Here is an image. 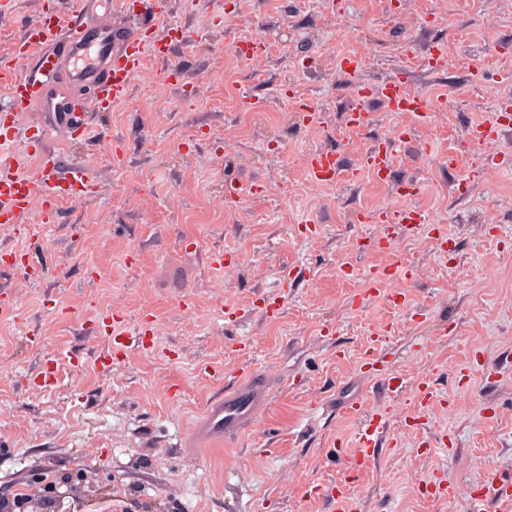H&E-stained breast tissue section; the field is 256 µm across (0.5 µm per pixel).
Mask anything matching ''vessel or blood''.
I'll return each instance as SVG.
<instances>
[{
  "label": "vessel or blood",
  "mask_w": 512,
  "mask_h": 512,
  "mask_svg": "<svg viewBox=\"0 0 512 512\" xmlns=\"http://www.w3.org/2000/svg\"><path fill=\"white\" fill-rule=\"evenodd\" d=\"M156 0H138L130 6L123 0L121 9L126 15L141 18L140 26L128 32H118L108 16L97 14L96 0H78L75 15L62 21L59 11L44 13L39 24L29 29L22 39L25 56L36 63V78L20 80L15 76L17 62L0 58V82L8 84L15 112L36 116L37 132L25 143H18L12 133L13 114L0 117V224L19 225L30 213L34 198H41L43 209H50L62 199H79L93 193L94 179L87 164L73 160L65 174L55 170V158L43 153L40 128L49 126L63 133L67 145L84 141L89 133L87 116L92 112H107L129 94L133 78L141 73L146 56L164 57L187 38L185 30L170 25L164 34L152 31L145 16L154 14ZM76 83L95 89L90 99H72L67 94V83ZM359 100L379 98L390 111L425 121L429 116L426 99L411 92L405 81L393 78L381 87L363 83L356 90ZM512 129V113H494L490 122L471 129L473 142L490 144L498 141L502 132ZM390 142L376 143L365 159V166L380 182L391 177ZM38 157L37 166H29V157ZM308 171L318 184L337 180L339 168L336 155L330 150H318L308 158ZM382 231L374 244L380 248L392 247L394 231L420 235L431 231L423 212L415 208L386 210L379 215ZM390 270L373 272L370 277L375 293L387 294L395 305L406 306L404 293L387 290ZM391 326L373 330L364 346L362 364L381 379L390 391H403L405 385L390 377L388 362L383 353L386 336ZM276 390L274 379L263 370L239 371L224 389L223 396L212 400L203 418L193 428L192 443L207 447L229 445L249 434L266 412ZM418 414L406 420L407 428L420 426V415L430 407L432 397L429 382H421L412 391ZM389 417L385 407L376 408L368 415L351 449L347 468L350 473L364 472L376 459L377 448L387 433ZM476 493L471 496V512H484L495 503L512 506V479L496 470L484 468Z\"/></svg>",
  "instance_id": "vessel-or-blood-1"
}]
</instances>
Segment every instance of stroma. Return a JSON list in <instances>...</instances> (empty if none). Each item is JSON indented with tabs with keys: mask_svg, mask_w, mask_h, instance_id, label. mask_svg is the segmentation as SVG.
I'll return each instance as SVG.
<instances>
[{
	"mask_svg": "<svg viewBox=\"0 0 512 512\" xmlns=\"http://www.w3.org/2000/svg\"><path fill=\"white\" fill-rule=\"evenodd\" d=\"M64 2L1 10L0 57ZM165 2L157 28L178 22L188 40L172 62L148 58L126 100L72 150L96 195L0 225V247L44 269L35 282L20 268L1 277L14 308L0 311V494L22 492L38 466L84 474L60 512H333L322 488L334 482L354 512H469L466 496L425 486L441 475L475 486L476 457L512 476V172L486 166L489 150L512 154V131L492 148L467 139L496 103L512 102V0ZM253 33L266 51L247 62L236 47ZM432 47L445 48L447 67L428 68ZM346 54L364 61L358 81L402 74L411 90L453 99L452 111L417 123L374 99L371 126L348 128L352 87L336 75ZM245 96L268 136H253ZM304 102L320 124L300 121ZM401 134L392 177L378 184L364 156ZM317 149L338 159L325 188L309 184ZM254 181L262 191H249ZM411 181L424 191L406 195ZM404 206L439 215L447 251L413 236L390 250L359 246L378 226L356 214ZM405 267L413 279L400 277ZM285 268L298 273L286 289ZM384 268L410 304L374 296L353 306ZM113 310L144 343L110 360L102 316ZM382 323L394 327V372L429 379L436 393L413 431L401 426L416 412L410 393L384 394L361 370L362 345ZM242 368L279 378L256 428L232 447L187 446L206 400ZM383 396L392 418L376 464L347 479L360 420L336 403Z\"/></svg>",
	"mask_w": 512,
	"mask_h": 512,
	"instance_id": "1",
	"label": "stroma"
}]
</instances>
